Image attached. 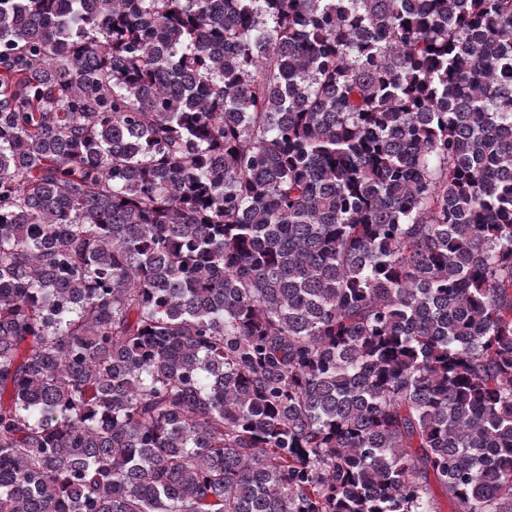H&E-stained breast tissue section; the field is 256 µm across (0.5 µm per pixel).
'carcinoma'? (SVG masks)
<instances>
[{
  "instance_id": "1",
  "label": "carcinoma",
  "mask_w": 512,
  "mask_h": 512,
  "mask_svg": "<svg viewBox=\"0 0 512 512\" xmlns=\"http://www.w3.org/2000/svg\"><path fill=\"white\" fill-rule=\"evenodd\" d=\"M512 512V0H0V512Z\"/></svg>"
}]
</instances>
